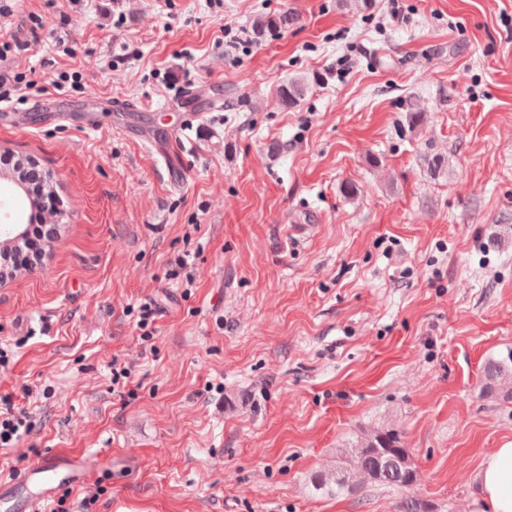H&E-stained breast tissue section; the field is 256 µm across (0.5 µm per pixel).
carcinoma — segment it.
Instances as JSON below:
<instances>
[{
	"instance_id": "obj_1",
	"label": "carcinoma",
	"mask_w": 512,
	"mask_h": 512,
	"mask_svg": "<svg viewBox=\"0 0 512 512\" xmlns=\"http://www.w3.org/2000/svg\"><path fill=\"white\" fill-rule=\"evenodd\" d=\"M294 18L287 14L262 16L255 30L260 33L267 28L286 27ZM304 84L291 81L280 87L278 94L286 107L294 106L303 94ZM484 390L490 395L497 393V387L504 379H512V350L505 355L489 360L483 367ZM363 475L381 485L409 489L417 482V470L407 449L393 431H376L358 448L354 449L353 469H343L336 474V493L350 492L354 486L353 477Z\"/></svg>"
}]
</instances>
